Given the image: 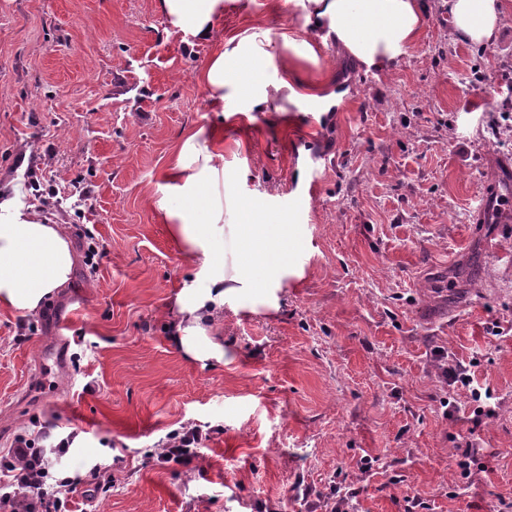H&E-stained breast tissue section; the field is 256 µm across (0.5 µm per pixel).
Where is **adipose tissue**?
Instances as JSON below:
<instances>
[{
	"mask_svg": "<svg viewBox=\"0 0 512 512\" xmlns=\"http://www.w3.org/2000/svg\"><path fill=\"white\" fill-rule=\"evenodd\" d=\"M456 40L482 45L499 36L512 0H445ZM305 26L321 44L342 45L368 70L396 64L403 50L416 43L426 26L424 0H308ZM156 10L177 31L214 45L207 65L196 75L209 92L211 105L224 106L225 94L250 101L264 112L274 98L254 72L276 53L293 49L296 33L262 31L224 36L216 19L224 0H155ZM295 99H324L342 104L344 92L316 79H301L298 66L286 68L280 80ZM181 184L177 204L160 198L157 208L170 233L183 245L188 261L200 263L201 287L178 292L170 309V340L186 360L200 364L226 359L218 326L228 303L256 309L278 306L277 290L288 274L287 225L269 223L260 209L241 203L229 189L224 169V134L216 128H191L164 172ZM237 214L231 238L218 234L225 210ZM78 256L61 225L36 213L0 201V309L37 314L45 297L71 285Z\"/></svg>",
	"mask_w": 512,
	"mask_h": 512,
	"instance_id": "adipose-tissue-1",
	"label": "adipose tissue"
}]
</instances>
